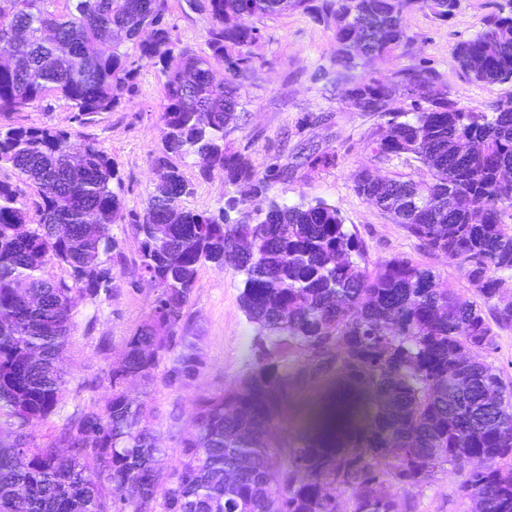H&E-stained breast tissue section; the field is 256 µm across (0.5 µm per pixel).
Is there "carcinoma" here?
<instances>
[{
    "instance_id": "cac0c4a2",
    "label": "carcinoma",
    "mask_w": 512,
    "mask_h": 512,
    "mask_svg": "<svg viewBox=\"0 0 512 512\" xmlns=\"http://www.w3.org/2000/svg\"><path fill=\"white\" fill-rule=\"evenodd\" d=\"M0 0V116L49 93L80 116L110 112L137 71L127 44L161 65L163 151L160 183L142 211H128L112 158L77 131L0 122V512H409L395 486L420 488L472 453L488 466L459 487L473 512H512V387L476 353L495 345L493 326L512 327V301L499 297L498 273L512 271V100L492 112H466L428 96L431 69L393 83L370 79L352 90L357 109L380 116L401 91L424 102L391 119L368 143L371 160L413 158L430 179L381 178L369 166L352 176L356 193L388 214L427 250L448 257L483 304L435 288V272L405 255L369 270L366 250L335 206L321 198L288 204L268 196L288 170L258 172L226 148L237 128L240 89L250 75L256 23L310 9V0H193L210 14L207 44L229 77L211 83L210 62L176 49L163 23L167 0ZM459 0H327L323 20L336 59L365 35L367 53L391 54L411 41L406 17L428 10L445 20ZM472 81H512V0L455 49ZM483 142L475 157L469 144ZM82 159L78 173L68 163ZM248 184L218 212L185 208L181 166ZM333 153L304 157L311 170ZM19 180L20 184L13 183ZM25 188H20V185ZM461 198L450 210L448 190ZM246 215L231 219L229 212ZM139 240V279L156 292L150 316L129 336L112 370L103 409L68 420L51 443L25 432L58 404L73 310L112 288V225ZM53 257L68 277L44 274ZM231 265L244 276L242 307L269 349L336 353V409L278 459L267 435L279 417L287 378L271 361L233 389L202 397L181 469L163 498L156 467L166 449L140 427V408L123 382L151 381L170 350L199 268ZM492 305L488 320L482 305ZM236 470L233 483L224 473ZM362 501L347 510L346 492Z\"/></svg>"
}]
</instances>
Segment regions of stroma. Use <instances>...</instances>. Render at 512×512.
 Here are the masks:
<instances>
[{
    "label": "stroma",
    "instance_id": "35a3bbf8",
    "mask_svg": "<svg viewBox=\"0 0 512 512\" xmlns=\"http://www.w3.org/2000/svg\"><path fill=\"white\" fill-rule=\"evenodd\" d=\"M314 3L316 8L323 0ZM496 3L460 0L455 14L444 21L427 11L413 13L406 19L413 38L409 47L379 59L360 60L350 70L337 62L333 33L315 8L261 20L252 48L251 76L240 90L241 120L227 136V146L249 157L258 171L273 164L287 168V179L273 182L271 195L289 203L322 198L335 206L362 240L370 265L406 255L432 268L441 286L455 288L464 299L478 300L475 286L455 263L424 250L388 214L355 192L352 175L371 164L367 143L387 119L357 111L348 93L368 76L392 81L401 71L429 68L441 74V90L455 106L493 111L512 97V83L470 81L456 66L454 49L480 30ZM165 21L178 47L209 56L207 32L212 19L207 12L194 9L188 0H168ZM129 54L137 67L136 86L122 93L115 111L99 114L83 126L68 101L49 93L15 114L14 120L27 126L78 129L95 137L122 179L127 209L139 212L158 181L153 160L162 148L164 99L157 67L140 58L137 49ZM324 151L335 153L334 166L317 171L302 166L303 157ZM184 174L191 189L183 198L188 209L213 211L237 193L222 175L203 176L196 164H186ZM112 235L117 243L112 288L80 299L73 312L74 327L63 357L65 383L56 409L30 429L35 444L54 440L67 417L105 406L112 394V370L126 339L155 304V292L139 283L135 272L139 252L130 226L113 225ZM242 289V276L234 267H201L173 349L153 370L150 383L138 382L131 388L145 406L144 425L166 449L160 461L164 476L181 465L182 443L192 431L199 399L237 386L263 357L257 328L241 307ZM277 363L288 377V396L269 442L280 452L309 432L334 385L331 372L309 353L292 349ZM462 478V473L448 468L438 471L429 484L414 490L413 512H469L470 501L456 494Z\"/></svg>",
    "mask_w": 512,
    "mask_h": 512
}]
</instances>
